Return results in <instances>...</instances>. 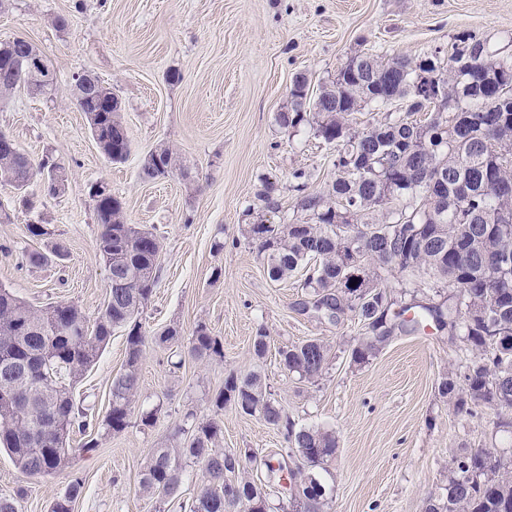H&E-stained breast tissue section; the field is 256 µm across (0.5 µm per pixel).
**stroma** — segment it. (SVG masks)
Returning <instances> with one entry per match:
<instances>
[{
  "instance_id": "stroma-1",
  "label": "stroma",
  "mask_w": 512,
  "mask_h": 512,
  "mask_svg": "<svg viewBox=\"0 0 512 512\" xmlns=\"http://www.w3.org/2000/svg\"><path fill=\"white\" fill-rule=\"evenodd\" d=\"M61 16L63 28L56 25ZM461 34L511 55L512 0H0V42L26 38L54 77L47 91L21 87L0 98V132L32 159L52 154L69 178L58 197L32 183V214L0 187V285L34 307L71 301L96 317L107 298V270L86 188L97 181L123 201L129 223L153 228L161 242L160 281L140 316L149 343L137 401L157 408L158 419L151 427L132 419L86 454L79 451L85 436L73 434L74 469L84 480L74 512H181L178 502L139 487L151 449L187 414L210 418V402L229 375L253 371L296 423L335 431L336 454L320 473L328 512H425L429 498L445 497L455 455L486 448L512 457V431L496 428L493 409L457 416L438 392L448 370H464L470 359L461 336L399 333L368 362L355 363L351 346L365 326L349 315L329 323L300 312L303 272L271 280L247 231L305 221L294 171L304 172L311 190L334 178L333 147L310 127L290 133L278 122L296 73L308 74L314 97L357 55L421 59L450 50ZM173 71L180 81L169 80ZM85 73L121 102L131 142L125 162L104 157L76 105L75 80ZM163 145L175 151L176 170L143 179L144 161ZM265 179L276 186L277 208L257 196ZM33 221L46 224L48 235L30 237ZM32 252L48 262L30 263ZM200 323L221 341L223 357L182 358L158 341L167 328L187 337ZM261 329L270 343L259 359L252 342ZM313 338L330 353L312 385L280 367L278 350ZM125 356L126 335L114 330L77 387L98 419L109 411ZM220 419L221 448L255 455L232 480L262 487L269 512H289L287 492L264 467L286 454L282 433L230 405ZM67 483L63 474L27 477L0 452V497L16 498L18 512H48Z\"/></svg>"
}]
</instances>
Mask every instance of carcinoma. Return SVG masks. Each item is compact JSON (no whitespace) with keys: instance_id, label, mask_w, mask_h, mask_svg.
<instances>
[{"instance_id":"1","label":"carcinoma","mask_w":512,"mask_h":512,"mask_svg":"<svg viewBox=\"0 0 512 512\" xmlns=\"http://www.w3.org/2000/svg\"><path fill=\"white\" fill-rule=\"evenodd\" d=\"M467 37L450 54L463 65L444 78L446 112L430 111V101L415 95L411 84L420 73L436 70L442 51L414 61L373 54L353 57L335 84L318 95L321 107L304 111L309 91L305 73L295 75L290 88V113L278 121L288 132L303 126L336 147V177L323 191H306L295 172L300 192L298 208L309 220L293 224H251L269 277L282 280L308 268L302 284L309 299L300 303L335 322L350 313L370 332L357 341L352 358L361 364L375 356L395 331L427 327L463 333L473 358L463 374L448 373L439 394L457 415L474 416L477 409L500 412V425L512 421V97L497 96L499 77L512 82V56H501ZM18 49L0 48V95L29 84L21 76ZM405 101L406 115L369 122L353 129L355 114L368 104L378 108L391 99ZM90 130L112 162L130 154L131 142L119 107L106 108L98 94H77ZM426 112L425 121L414 115ZM58 163L47 156L33 162L14 142L0 141V186L22 193L42 170ZM173 151L161 146L144 162L148 179L173 172ZM442 169L448 180V205L435 203L430 176ZM100 230L96 249L110 270L108 302L95 318L72 303L61 301L35 308L0 285V446L27 476L45 478L66 473L64 493L50 512H73L84 481L74 472L76 452L88 453L97 442L79 450L69 447L70 435L87 433L94 416L75 390L100 358L112 336L126 332L123 372L112 380L111 409L102 423L105 433H120L130 425L140 386V365L146 334L139 320L159 281L158 237L140 224L126 222L122 201L100 183L89 195ZM411 273L426 277L413 287L455 288V300L423 303L404 299L383 284L382 274ZM195 359L224 357L220 340L199 323L186 345ZM47 359L44 371L31 376L27 362ZM280 366L314 383L328 365V345L310 339L282 347ZM231 403L241 413L262 417L283 434L293 468L285 472L292 512H325V487L315 470L336 454L334 432L297 424L267 395L257 373L228 377L213 401L214 417L192 425L187 441L177 426L173 447L154 448L140 473L141 489L150 495L175 497L186 468L198 466L202 478L189 512H267L264 491L250 481H231L240 458L217 448L222 425L217 418ZM425 512H512V460L478 448L452 460L445 501L429 499Z\"/></svg>"}]
</instances>
